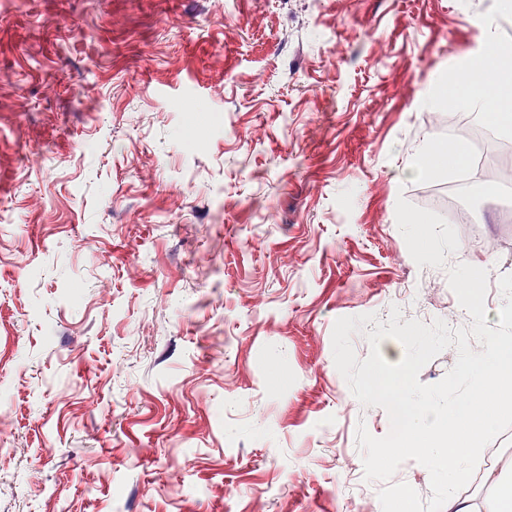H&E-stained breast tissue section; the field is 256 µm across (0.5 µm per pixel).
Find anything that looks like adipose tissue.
Listing matches in <instances>:
<instances>
[{
	"mask_svg": "<svg viewBox=\"0 0 512 512\" xmlns=\"http://www.w3.org/2000/svg\"><path fill=\"white\" fill-rule=\"evenodd\" d=\"M512 13V0H496L492 15L483 19L484 41L478 51L464 59L448 96L427 99L429 107L478 109L501 112L512 108V77L502 63L512 58V49L495 35L498 17Z\"/></svg>",
	"mask_w": 512,
	"mask_h": 512,
	"instance_id": "ef3b65f1",
	"label": "adipose tissue"
}]
</instances>
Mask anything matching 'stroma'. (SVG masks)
<instances>
[{
	"instance_id": "35a3bbf8",
	"label": "stroma",
	"mask_w": 512,
	"mask_h": 512,
	"mask_svg": "<svg viewBox=\"0 0 512 512\" xmlns=\"http://www.w3.org/2000/svg\"><path fill=\"white\" fill-rule=\"evenodd\" d=\"M0 0V512H382L341 317L470 326L512 181L426 209L464 152L423 103L494 0ZM204 147L189 152L185 143ZM424 220L425 235L414 222ZM482 452L461 498L482 506Z\"/></svg>"
}]
</instances>
